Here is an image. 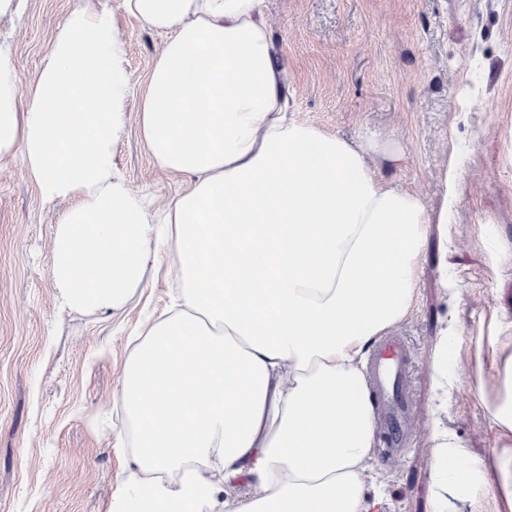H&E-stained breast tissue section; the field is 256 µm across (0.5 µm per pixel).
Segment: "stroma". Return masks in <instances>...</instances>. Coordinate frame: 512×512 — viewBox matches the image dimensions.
<instances>
[{
    "label": "stroma",
    "mask_w": 512,
    "mask_h": 512,
    "mask_svg": "<svg viewBox=\"0 0 512 512\" xmlns=\"http://www.w3.org/2000/svg\"><path fill=\"white\" fill-rule=\"evenodd\" d=\"M116 8L119 0H110ZM73 0H29L0 25L21 46L32 80ZM277 60L288 77L289 116L349 139L398 150L382 180L417 193L432 227L411 316V445L397 460L373 456L387 497L382 512H430L435 421L479 456L495 433L473 398L472 355L448 353V411L435 417L431 353L443 329L476 335L498 311L512 320V0H267ZM125 58L141 80L165 36L115 15ZM117 169L159 203L189 177L162 171L136 124L114 153ZM55 211L20 163L0 169V512H111L128 462L112 408L129 341L170 302L173 275L149 266L123 308L84 314L61 307L50 276ZM456 288L445 292L444 280Z\"/></svg>",
    "instance_id": "obj_1"
}]
</instances>
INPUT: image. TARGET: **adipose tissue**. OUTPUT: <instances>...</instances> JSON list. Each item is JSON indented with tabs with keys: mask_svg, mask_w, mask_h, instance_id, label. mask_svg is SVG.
<instances>
[{
	"mask_svg": "<svg viewBox=\"0 0 512 512\" xmlns=\"http://www.w3.org/2000/svg\"><path fill=\"white\" fill-rule=\"evenodd\" d=\"M120 8L166 36L137 89L104 0L68 13L29 83L0 45V164L20 162L57 211L61 303L121 309L162 254L181 288L124 365L116 512H379L367 357L411 315L430 226L447 218L380 180L372 145L289 119L265 0ZM132 118L158 166L192 178L156 209L114 169ZM461 343L495 449L475 456L434 426L431 509L512 512V320L441 336L437 390Z\"/></svg>",
	"mask_w": 512,
	"mask_h": 512,
	"instance_id": "obj_1",
	"label": "adipose tissue"
}]
</instances>
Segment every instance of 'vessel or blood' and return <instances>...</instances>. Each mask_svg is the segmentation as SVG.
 <instances>
[{
	"label": "vessel or blood",
	"instance_id": "obj_1",
	"mask_svg": "<svg viewBox=\"0 0 512 512\" xmlns=\"http://www.w3.org/2000/svg\"><path fill=\"white\" fill-rule=\"evenodd\" d=\"M408 361L405 342L389 338L379 344L370 368L369 381L377 402L380 440L389 456L403 454L409 444Z\"/></svg>",
	"mask_w": 512,
	"mask_h": 512
}]
</instances>
